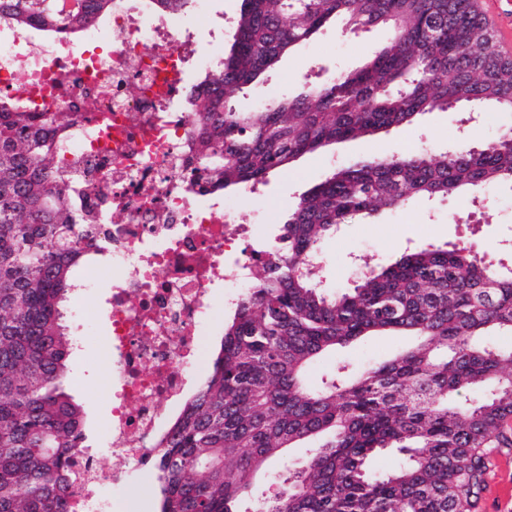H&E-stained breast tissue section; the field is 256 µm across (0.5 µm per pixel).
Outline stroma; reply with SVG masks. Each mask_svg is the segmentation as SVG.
<instances>
[{
  "instance_id": "1",
  "label": "stroma",
  "mask_w": 512,
  "mask_h": 512,
  "mask_svg": "<svg viewBox=\"0 0 512 512\" xmlns=\"http://www.w3.org/2000/svg\"><path fill=\"white\" fill-rule=\"evenodd\" d=\"M241 0H208L209 23L195 33L200 52L224 53L232 42ZM387 37L383 28L350 32L331 25L323 29L292 54L285 56L264 76L263 82L231 95L229 103L248 110L271 102L283 94L299 92L309 81L329 79L341 71L360 67ZM512 128V112L487 111L470 117L467 110L434 111L420 115L410 126L393 128L372 138L349 140L301 157L285 170L270 175L245 196V206L263 224L265 241H272L290 206L314 185L328 177L334 167L373 157H389L408 147L434 152L460 141L479 146ZM469 213L467 222H456L457 213ZM466 243L473 253L492 262L512 265V186L501 185L485 193L483 203L451 196L431 202H412L376 215L366 224H344L336 234L322 242L320 272L330 294L352 288L365 265H378L417 246L443 248ZM110 290L98 281L88 293L75 294L67 307L70 326H77L81 315L94 318V334L87 350L72 349L68 357L67 391L82 406L86 419V445L107 447V426L112 417L110 382L105 372L102 346L110 335L107 316ZM406 343L401 336L369 339L321 358L310 369L312 384L331 373L338 361L359 369L383 360ZM305 448H288L265 464L256 474L251 489L244 495L242 512H262L266 500L277 494L289 465L303 463ZM129 484L118 490L119 512H157L154 495L155 468L133 472ZM478 512H512V450L488 451L485 487Z\"/></svg>"
}]
</instances>
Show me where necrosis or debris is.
<instances>
[{
    "mask_svg": "<svg viewBox=\"0 0 512 512\" xmlns=\"http://www.w3.org/2000/svg\"><path fill=\"white\" fill-rule=\"evenodd\" d=\"M112 11L111 26L90 29L81 51L65 36L35 45L27 30L0 33V94L35 114L71 115L58 156L97 204L95 238L109 254L112 456L145 469L162 403L188 389L216 292L247 286L257 250L234 199L186 177L185 75L214 70L213 57L197 54L177 17L147 18L138 0H114ZM98 460L89 448L77 454L73 512H106L93 490Z\"/></svg>",
    "mask_w": 512,
    "mask_h": 512,
    "instance_id": "necrosis-or-debris-1",
    "label": "necrosis or debris"
}]
</instances>
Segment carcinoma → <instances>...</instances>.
<instances>
[{
    "instance_id": "1",
    "label": "carcinoma",
    "mask_w": 512,
    "mask_h": 512,
    "mask_svg": "<svg viewBox=\"0 0 512 512\" xmlns=\"http://www.w3.org/2000/svg\"><path fill=\"white\" fill-rule=\"evenodd\" d=\"M113 0H0V26L47 34L93 27ZM163 15L191 0H150ZM332 21L384 26L387 42L330 83L240 112L230 94L262 77ZM512 112V56L473 0H243L220 68L185 94L189 179L209 191L254 187L305 154L409 124L431 105ZM64 112L36 117L0 96V512H71L84 412L63 390L73 271L105 253L98 212L58 170ZM512 183V132L453 154L415 152L336 168L288 208L271 259L224 322L211 369L156 437L159 512H238L256 472L319 440L264 512H477L488 448H511L512 270L466 246L413 250L367 268L338 296L316 277L321 239L414 200ZM417 343L357 373L345 363L314 387L310 366L360 338ZM474 393L463 403L457 397ZM395 451L382 476L369 461Z\"/></svg>"
}]
</instances>
